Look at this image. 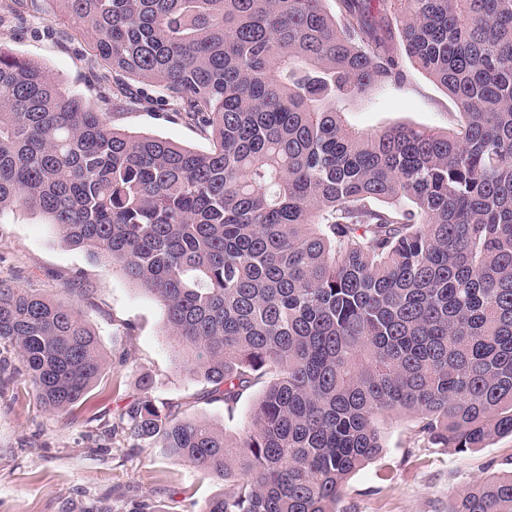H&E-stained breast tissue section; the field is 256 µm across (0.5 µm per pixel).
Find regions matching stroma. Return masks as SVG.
<instances>
[{
	"label": "stroma",
	"mask_w": 512,
	"mask_h": 512,
	"mask_svg": "<svg viewBox=\"0 0 512 512\" xmlns=\"http://www.w3.org/2000/svg\"><path fill=\"white\" fill-rule=\"evenodd\" d=\"M0 47L41 65L63 89L103 99V111L122 132L199 151L209 147L199 131L173 117L156 87H147L148 101L112 108L106 101L112 80L74 37L59 0H26L18 12L0 14ZM406 72L403 84L341 101L347 122L367 132L396 123L442 130L455 125V101L414 67ZM78 278L92 285L89 297L74 290ZM0 280L74 307L95 331L105 360L83 400L69 414L54 415L35 397L12 346L0 343L7 365L0 382V512H137L143 504L151 512H192L193 502L223 491L222 481L160 448L133 447L107 428L128 400L144 394L146 376L153 380L147 394L155 403H182L186 415L230 432L247 424L261 386L245 391L230 411L207 399L208 383L179 365L160 301L86 250L61 246L38 213L17 208L0 217ZM380 428L383 453L350 477L339 512H448L455 492L512 466L511 436L455 454L419 440L411 415L384 416Z\"/></svg>",
	"instance_id": "1"
}]
</instances>
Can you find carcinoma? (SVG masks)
Segmentation results:
<instances>
[{"mask_svg": "<svg viewBox=\"0 0 512 512\" xmlns=\"http://www.w3.org/2000/svg\"><path fill=\"white\" fill-rule=\"evenodd\" d=\"M117 75L151 85L205 151L112 126L0 47V214L32 208L165 311L181 364L233 412L127 401L116 429L232 488L199 512H337L383 452L380 419L467 453L512 435V0H59ZM459 108L453 129L360 132L336 110L406 81ZM0 340L50 413L104 370L76 311L0 280ZM448 512H512V469Z\"/></svg>", "mask_w": 512, "mask_h": 512, "instance_id": "1", "label": "carcinoma"}]
</instances>
